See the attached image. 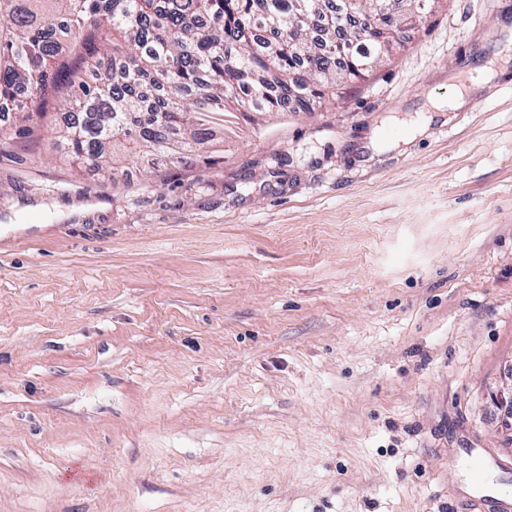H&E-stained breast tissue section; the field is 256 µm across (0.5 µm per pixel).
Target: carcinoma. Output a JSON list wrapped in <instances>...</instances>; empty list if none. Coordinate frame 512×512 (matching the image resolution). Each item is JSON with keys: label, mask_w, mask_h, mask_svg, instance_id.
<instances>
[{"label": "carcinoma", "mask_w": 512, "mask_h": 512, "mask_svg": "<svg viewBox=\"0 0 512 512\" xmlns=\"http://www.w3.org/2000/svg\"><path fill=\"white\" fill-rule=\"evenodd\" d=\"M326 0H0V108L27 121L62 87L61 138L79 166L114 172L144 151L208 149L216 127L302 109L364 76L413 10L367 19L336 42ZM112 58L88 77L83 59Z\"/></svg>", "instance_id": "carcinoma-1"}]
</instances>
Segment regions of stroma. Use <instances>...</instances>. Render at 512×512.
Returning a JSON list of instances; mask_svg holds the SVG:
<instances>
[{"mask_svg":"<svg viewBox=\"0 0 512 512\" xmlns=\"http://www.w3.org/2000/svg\"><path fill=\"white\" fill-rule=\"evenodd\" d=\"M60 102L0 118V512H465L474 449L512 501V0L210 162L78 168Z\"/></svg>","mask_w":512,"mask_h":512,"instance_id":"35a3bbf8","label":"stroma"}]
</instances>
